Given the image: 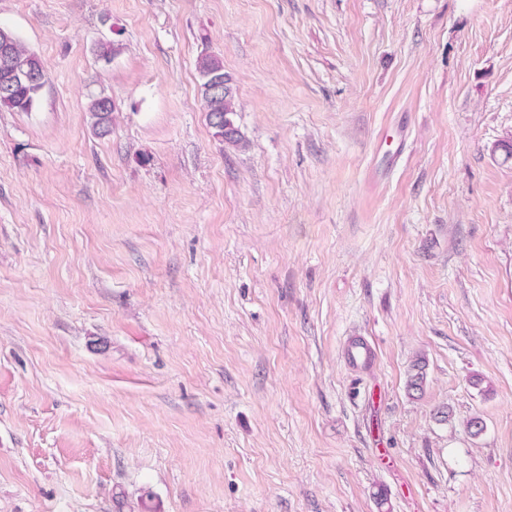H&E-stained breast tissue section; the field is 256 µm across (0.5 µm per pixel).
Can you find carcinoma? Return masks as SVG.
<instances>
[{
  "label": "carcinoma",
  "instance_id": "cac0c4a2",
  "mask_svg": "<svg viewBox=\"0 0 512 512\" xmlns=\"http://www.w3.org/2000/svg\"><path fill=\"white\" fill-rule=\"evenodd\" d=\"M6 56L12 58L16 66L6 69L0 65V108L29 112L48 81L47 73L35 52L14 32L0 27V61ZM197 69L213 136L228 145L242 144L241 133L230 118L235 112V102L231 89L223 86V61L216 55L205 53L198 59ZM88 112L99 134L110 132L114 112L110 98L102 95L91 97ZM426 377V361L422 358L414 360L407 375L408 393L412 396L423 394Z\"/></svg>",
  "mask_w": 512,
  "mask_h": 512
}]
</instances>
